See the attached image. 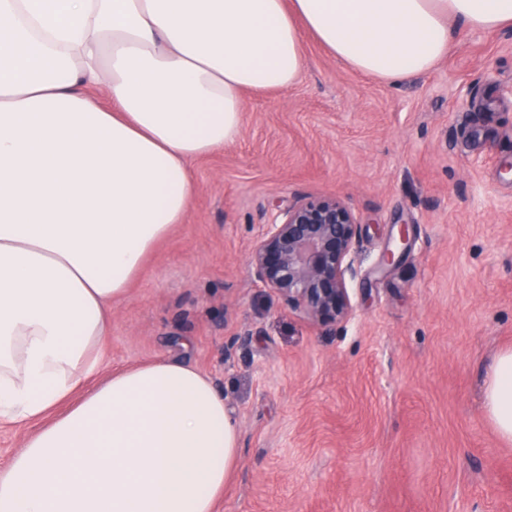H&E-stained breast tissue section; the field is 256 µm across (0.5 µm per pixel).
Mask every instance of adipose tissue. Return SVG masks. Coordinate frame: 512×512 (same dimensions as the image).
<instances>
[{"mask_svg": "<svg viewBox=\"0 0 512 512\" xmlns=\"http://www.w3.org/2000/svg\"><path fill=\"white\" fill-rule=\"evenodd\" d=\"M452 19L510 26L512 0H0V418L35 427L0 512H215L224 396L179 360L102 372L112 305L182 222L190 161L237 138L242 91L299 80L304 33L396 83ZM485 409L512 443V350Z\"/></svg>", "mask_w": 512, "mask_h": 512, "instance_id": "adipose-tissue-1", "label": "adipose tissue"}]
</instances>
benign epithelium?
<instances>
[{
    "mask_svg": "<svg viewBox=\"0 0 512 512\" xmlns=\"http://www.w3.org/2000/svg\"><path fill=\"white\" fill-rule=\"evenodd\" d=\"M360 232L341 200L299 195L264 225L251 255L254 278L318 325L347 321L354 312L347 274Z\"/></svg>",
    "mask_w": 512,
    "mask_h": 512,
    "instance_id": "benign-epithelium-1",
    "label": "benign epithelium"
}]
</instances>
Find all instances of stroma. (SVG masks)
Here are the masks:
<instances>
[{
  "label": "stroma",
  "mask_w": 512,
  "mask_h": 512,
  "mask_svg": "<svg viewBox=\"0 0 512 512\" xmlns=\"http://www.w3.org/2000/svg\"><path fill=\"white\" fill-rule=\"evenodd\" d=\"M453 30L397 84L304 35L298 82L244 92L239 136L192 161L182 224L112 307L109 369L180 359L223 394L238 458L215 512H512L483 400L512 349V26ZM297 195L363 228L348 321L314 324L250 274Z\"/></svg>",
  "instance_id": "35a3bbf8"
}]
</instances>
